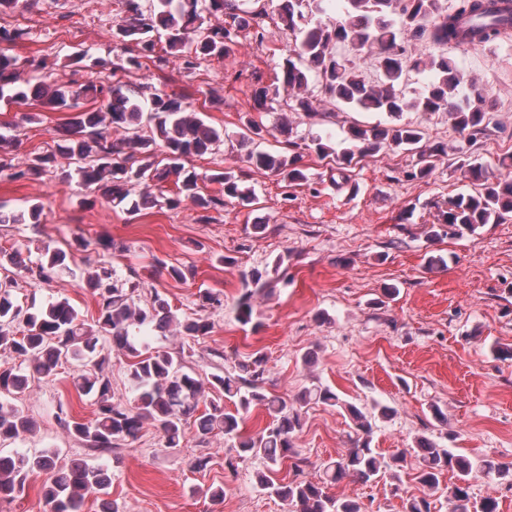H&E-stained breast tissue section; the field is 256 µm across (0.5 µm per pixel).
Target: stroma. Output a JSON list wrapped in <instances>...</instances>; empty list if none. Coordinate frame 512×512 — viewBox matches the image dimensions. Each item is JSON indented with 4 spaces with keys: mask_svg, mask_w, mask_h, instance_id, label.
Segmentation results:
<instances>
[{
    "mask_svg": "<svg viewBox=\"0 0 512 512\" xmlns=\"http://www.w3.org/2000/svg\"><path fill=\"white\" fill-rule=\"evenodd\" d=\"M260 4L264 42L239 38L230 54L192 70L173 55L161 66L147 59L141 70L122 77L134 91L149 86L181 97L219 129V152L191 160L200 187L220 195L210 176L231 169L254 187L257 204L205 213L189 206L131 213L84 186L62 157L41 176L14 181L0 174V211L43 208L39 223L0 224V247L20 249L32 266L44 249L67 253L65 267L50 281L18 278L13 295L39 306L66 299L85 318L95 317L97 299L86 281L102 265L112 267L117 283H138L143 297L164 293L182 316L197 311L200 292L221 293L223 307L207 312L214 324L209 336L190 342L170 331L152 335V346L188 350L186 364L202 378L230 370L236 355L259 350L268 359L273 393L293 396L322 383L359 407L390 406L393 416L377 420L373 433L383 456L424 435L455 452L512 466V220L463 236L428 235L442 201L470 188L456 169L459 153L512 179V168L501 165L512 155V38L447 48L466 80L488 90L495 102L483 134H459L443 112L403 114V122L421 129L427 141L449 147L429 179L407 178L413 159L402 151L369 155L340 171L306 150L301 163L307 182L288 185L243 162L238 139L244 120L269 127L287 117L292 136L267 137L263 146L290 154L303 137L319 136L339 148L348 116L327 120L331 105L318 85L310 90L315 116L290 111L296 92L284 84L271 111L253 110L254 89L275 83V63L294 43L275 0ZM124 15L123 0H98L91 14L80 0H20L0 14V32L20 29L24 35L0 48L21 64L22 78L74 88L91 80L104 84L106 74L91 73L67 56L86 49L113 57L112 28ZM97 105L84 97L55 110L33 99L0 100V134L11 138L0 157L23 166L34 154L55 150L77 113ZM263 217L266 230L253 232ZM281 257L288 264L285 279L273 291H255L253 321L241 325L234 304L245 275L272 269ZM171 266L188 270L187 280L172 279ZM322 313L327 322H319ZM308 351L317 361L305 367L300 357ZM18 404L36 429L7 444V451L56 448L65 459L112 467L110 493L124 512H285L255 485L260 461H241L233 472L225 468L229 448L220 433L202 441L190 430L180 447L169 448L162 432L148 424L115 455L92 452L56 419L62 407L80 421L96 410L93 398L73 389L70 370L20 394ZM437 407L447 413V424L435 420ZM303 412L293 443L311 469L352 447L355 434L343 410L312 402ZM206 454L212 457L208 467L194 470L195 459ZM217 485L225 496L214 503L204 493ZM333 492L358 499L366 512H402L404 500L425 489L408 470L397 485L387 476L367 485L346 479Z\"/></svg>",
    "mask_w": 512,
    "mask_h": 512,
    "instance_id": "35a3bbf8",
    "label": "stroma"
}]
</instances>
